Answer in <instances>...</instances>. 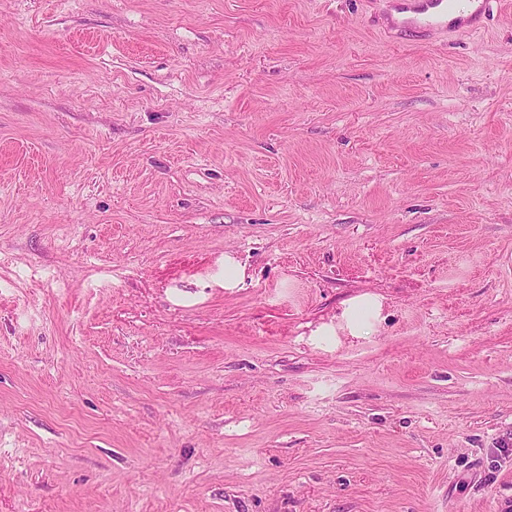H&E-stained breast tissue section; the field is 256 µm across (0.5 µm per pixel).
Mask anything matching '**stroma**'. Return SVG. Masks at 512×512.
<instances>
[{
	"instance_id": "1",
	"label": "stroma",
	"mask_w": 512,
	"mask_h": 512,
	"mask_svg": "<svg viewBox=\"0 0 512 512\" xmlns=\"http://www.w3.org/2000/svg\"><path fill=\"white\" fill-rule=\"evenodd\" d=\"M379 7L0 0V512H512V0ZM494 0H386L377 23L390 37L470 34L483 27Z\"/></svg>"
}]
</instances>
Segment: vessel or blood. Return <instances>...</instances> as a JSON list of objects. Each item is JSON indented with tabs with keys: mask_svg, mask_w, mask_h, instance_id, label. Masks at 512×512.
Segmentation results:
<instances>
[{
	"mask_svg": "<svg viewBox=\"0 0 512 512\" xmlns=\"http://www.w3.org/2000/svg\"><path fill=\"white\" fill-rule=\"evenodd\" d=\"M492 0H385L377 16L384 33L398 38L408 33L443 36L480 30Z\"/></svg>",
	"mask_w": 512,
	"mask_h": 512,
	"instance_id": "1",
	"label": "vessel or blood"
}]
</instances>
